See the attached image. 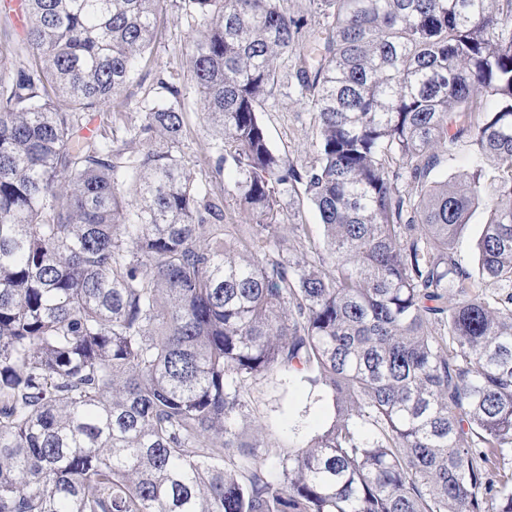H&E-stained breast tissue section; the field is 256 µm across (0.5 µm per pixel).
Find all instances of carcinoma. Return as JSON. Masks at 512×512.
<instances>
[{
  "label": "carcinoma",
  "mask_w": 512,
  "mask_h": 512,
  "mask_svg": "<svg viewBox=\"0 0 512 512\" xmlns=\"http://www.w3.org/2000/svg\"><path fill=\"white\" fill-rule=\"evenodd\" d=\"M166 2L23 0L0 42V512H512V0H312L316 63L288 0H179L248 224L191 173L176 83L82 134ZM288 66L308 161L259 116ZM296 197L320 251L279 232ZM275 376L330 407L286 453L242 440ZM484 214L478 210L470 224H466L457 240L456 250L459 261L465 267H475L477 262L476 243L482 233Z\"/></svg>",
  "instance_id": "cac0c4a2"
}]
</instances>
